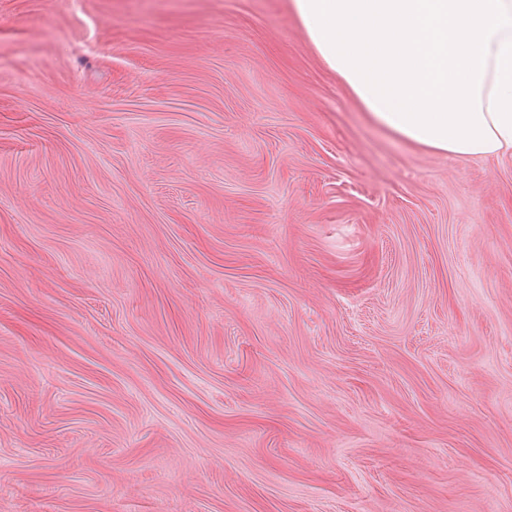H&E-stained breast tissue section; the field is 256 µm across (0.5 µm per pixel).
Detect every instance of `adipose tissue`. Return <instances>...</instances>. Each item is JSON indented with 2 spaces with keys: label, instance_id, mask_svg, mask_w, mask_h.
<instances>
[{
  "label": "adipose tissue",
  "instance_id": "obj_1",
  "mask_svg": "<svg viewBox=\"0 0 512 512\" xmlns=\"http://www.w3.org/2000/svg\"><path fill=\"white\" fill-rule=\"evenodd\" d=\"M369 118L451 158L512 159V0H290Z\"/></svg>",
  "mask_w": 512,
  "mask_h": 512
}]
</instances>
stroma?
<instances>
[{"label": "stroma", "instance_id": "1", "mask_svg": "<svg viewBox=\"0 0 512 512\" xmlns=\"http://www.w3.org/2000/svg\"><path fill=\"white\" fill-rule=\"evenodd\" d=\"M0 512H512V162L289 0H0Z\"/></svg>", "mask_w": 512, "mask_h": 512}]
</instances>
